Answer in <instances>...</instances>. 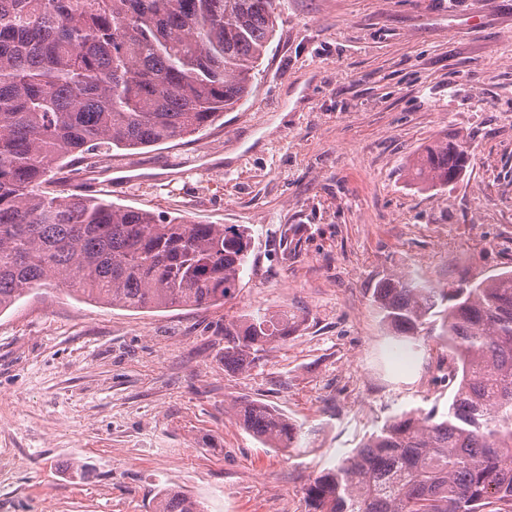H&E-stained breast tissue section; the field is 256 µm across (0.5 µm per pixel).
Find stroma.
I'll list each match as a JSON object with an SVG mask.
<instances>
[{"label":"stroma","mask_w":512,"mask_h":512,"mask_svg":"<svg viewBox=\"0 0 512 512\" xmlns=\"http://www.w3.org/2000/svg\"><path fill=\"white\" fill-rule=\"evenodd\" d=\"M253 92L200 133L97 162L87 195L196 224H242L232 299L133 312L65 286L0 313V512H154L160 491L205 512H307L304 488L387 420L447 411L434 339L393 336L373 303L401 274L444 288L512 270V0H279ZM470 139L458 182L407 163ZM298 320L245 372L224 324ZM299 426L264 447L230 406Z\"/></svg>","instance_id":"stroma-1"}]
</instances>
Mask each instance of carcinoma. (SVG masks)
<instances>
[{
  "instance_id": "carcinoma-1",
  "label": "carcinoma",
  "mask_w": 512,
  "mask_h": 512,
  "mask_svg": "<svg viewBox=\"0 0 512 512\" xmlns=\"http://www.w3.org/2000/svg\"><path fill=\"white\" fill-rule=\"evenodd\" d=\"M277 0H0V312L35 286L131 311L214 305L239 288L251 235L186 224L70 193L57 170L99 149L195 135L252 92ZM461 136L421 147L407 171L427 187L469 167ZM374 302L395 335L440 323L448 411L387 421L304 488L307 512H512V270L467 287L381 281ZM286 314L224 324V368L245 371L293 332ZM267 448L297 425L253 399L233 404ZM156 512H201L180 491Z\"/></svg>"
}]
</instances>
